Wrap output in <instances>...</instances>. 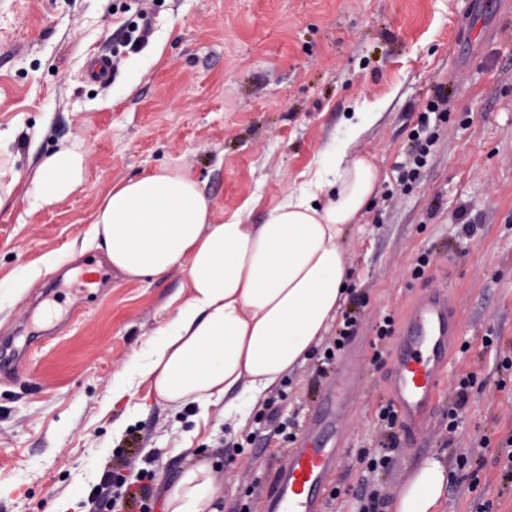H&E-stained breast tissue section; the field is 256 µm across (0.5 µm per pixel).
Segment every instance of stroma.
<instances>
[{"label": "stroma", "instance_id": "stroma-1", "mask_svg": "<svg viewBox=\"0 0 512 512\" xmlns=\"http://www.w3.org/2000/svg\"><path fill=\"white\" fill-rule=\"evenodd\" d=\"M495 0H0V130L12 131L14 168L32 171L59 142H81L86 178L57 205L23 200L0 208V280L34 279L0 305V512H51L55 500L91 491L122 459H154L152 512L183 469L212 462L222 512H260L286 443L271 411L300 433L327 381L324 348L260 404L235 437L197 424L196 409L157 401L112 404V376L173 316L185 272L126 281L91 236L112 185L161 166L199 182L217 213L260 223L301 182L330 133L382 103L359 141L380 186L344 240L352 269L346 311L357 323L336 361L366 375L341 430L348 451L325 512H361L378 496L390 512L413 465L443 457V512H512L502 448L512 438V25ZM147 20L135 48L126 27ZM98 54L118 69L87 82ZM448 115L428 111L437 89ZM431 139L425 165L404 176L413 134ZM428 257L422 278L412 269ZM94 262L104 285H85ZM447 288L461 331L427 426L410 445L387 447L378 417L391 400L385 315L402 318L423 289ZM475 382L456 430L448 406L459 379ZM125 430L113 437L112 425ZM385 457L372 470L370 459Z\"/></svg>", "mask_w": 512, "mask_h": 512}]
</instances>
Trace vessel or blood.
Listing matches in <instances>:
<instances>
[{
    "instance_id": "1",
    "label": "vessel or blood",
    "mask_w": 512,
    "mask_h": 512,
    "mask_svg": "<svg viewBox=\"0 0 512 512\" xmlns=\"http://www.w3.org/2000/svg\"><path fill=\"white\" fill-rule=\"evenodd\" d=\"M459 313L446 289L423 292L402 318L387 383L406 441L427 423L460 334ZM356 376L341 366L294 448L287 452L261 512H322L323 493L344 451L336 438L339 416L352 397Z\"/></svg>"
}]
</instances>
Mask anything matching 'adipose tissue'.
<instances>
[{
    "label": "adipose tissue",
    "instance_id": "ef3b65f1",
    "mask_svg": "<svg viewBox=\"0 0 512 512\" xmlns=\"http://www.w3.org/2000/svg\"><path fill=\"white\" fill-rule=\"evenodd\" d=\"M357 112L334 132L299 188L250 223L216 219L197 181L162 167L106 192L92 235L113 269L135 281L185 272L186 295L112 377L113 402L135 400L141 384L157 398L194 405L243 430L260 401L322 343L350 280L343 242L379 188V171L356 146L380 119ZM86 178L80 143L58 146L28 176L0 164V206L13 195L36 209L57 204ZM448 470L419 461L393 512H441ZM213 466L196 463L165 488V512H221Z\"/></svg>",
    "mask_w": 512,
    "mask_h": 512
}]
</instances>
